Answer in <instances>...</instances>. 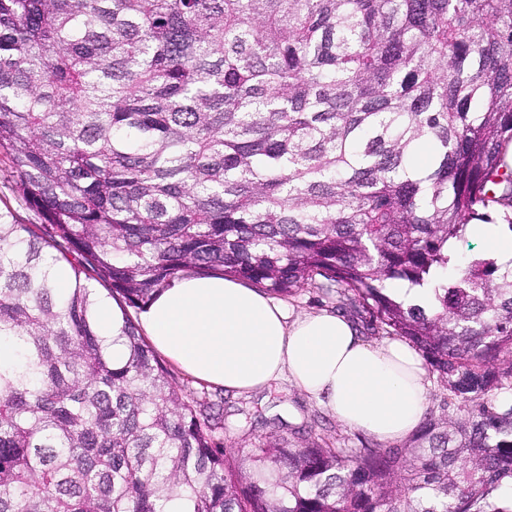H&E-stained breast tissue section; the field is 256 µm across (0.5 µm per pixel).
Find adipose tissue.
Segmentation results:
<instances>
[{"label":"adipose tissue","instance_id":"ef3b65f1","mask_svg":"<svg viewBox=\"0 0 512 512\" xmlns=\"http://www.w3.org/2000/svg\"><path fill=\"white\" fill-rule=\"evenodd\" d=\"M139 324L153 349L194 380L247 394L285 377L343 427L383 443L411 435L426 410L428 371L408 342H368L335 311L292 315L234 278L182 273Z\"/></svg>","mask_w":512,"mask_h":512}]
</instances>
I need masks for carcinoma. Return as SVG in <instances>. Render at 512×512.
<instances>
[{
    "label": "carcinoma",
    "instance_id": "carcinoma-1",
    "mask_svg": "<svg viewBox=\"0 0 512 512\" xmlns=\"http://www.w3.org/2000/svg\"><path fill=\"white\" fill-rule=\"evenodd\" d=\"M511 145L512 0H0V161L40 219L0 209V512H512V267L452 249L512 234ZM188 270L362 309L458 413L224 445L131 315ZM112 303V360L119 362L126 357L127 347L124 338H119L121 327V310L117 303Z\"/></svg>",
    "mask_w": 512,
    "mask_h": 512
}]
</instances>
